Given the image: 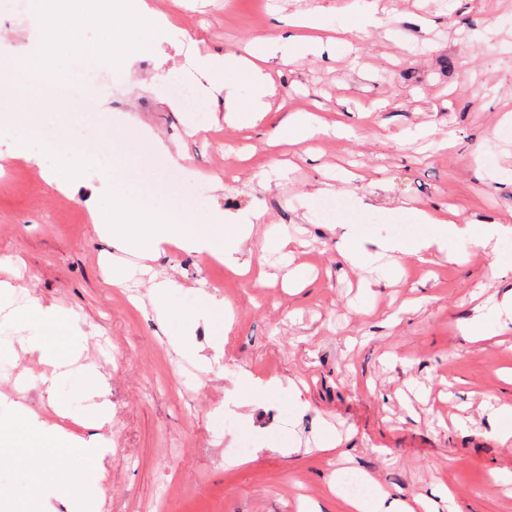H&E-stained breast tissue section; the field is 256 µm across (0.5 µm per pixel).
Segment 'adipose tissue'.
<instances>
[{"label": "adipose tissue", "mask_w": 512, "mask_h": 512, "mask_svg": "<svg viewBox=\"0 0 512 512\" xmlns=\"http://www.w3.org/2000/svg\"><path fill=\"white\" fill-rule=\"evenodd\" d=\"M322 16L323 10L319 7L284 15V23L300 29V36L292 39L281 35L262 36L265 54L259 60H250L234 52L208 54L200 58L187 54L180 67L168 69L167 74L172 77L182 69L198 71L207 83L205 93L208 100L223 99L226 123L256 124L271 110L269 98L274 93V86L267 71L268 65L284 56L290 48L302 56L322 55L320 40L309 36L310 31L321 29ZM241 83L251 88V96L245 101L240 100L236 93V87ZM341 128L339 122L294 112L279 126L278 133L290 143L300 144L329 130L338 131ZM418 221L428 228L427 235L414 247L418 255L432 243L451 236L474 234L471 227L459 226L446 212L438 209L419 212ZM477 237L479 245L484 247L491 242L494 233L489 230ZM20 291V286L6 281L0 283V311L7 312L19 334L17 341H0V361L11 358L13 345L17 342L24 349L39 353L41 359L52 368L50 374L40 379L44 392L53 396L67 387L75 397L87 400L83 422L85 427L91 428L92 433L80 436L62 425V418L69 415L66 409H59V422L50 423L25 406L21 399L1 397L0 463L11 460L12 449H27L28 467L37 481L36 495L27 500H18L13 505V512H46L53 500L66 502L69 512H97L98 463L112 452L111 442L99 434L100 428L112 422L106 380L94 365L83 362L82 354L88 334L72 312L44 303L34 295L28 296L24 304H16L15 297ZM223 315V302L212 297L204 300L199 309L186 316L180 336L175 340L176 346L195 358L202 369H209L211 360L201 355L189 337L199 320L212 321ZM64 448L79 449L88 461L87 467L74 474L55 469L53 458Z\"/></svg>", "instance_id": "1"}]
</instances>
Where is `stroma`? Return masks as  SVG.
I'll return each instance as SVG.
<instances>
[{
	"mask_svg": "<svg viewBox=\"0 0 512 512\" xmlns=\"http://www.w3.org/2000/svg\"><path fill=\"white\" fill-rule=\"evenodd\" d=\"M177 16L200 54L262 53L281 12L324 7L327 58L285 56L272 66L276 99L291 112L322 113L351 127L308 148L271 146L282 113L256 126L218 123L187 135L180 99L160 97L151 79L177 39L130 62L128 78L105 64L72 63L73 104H107L121 130L148 125L164 144L156 159L167 182L201 205L220 177V209H266L277 236L255 225L250 246L265 284L239 277L210 256L169 246L148 265L181 283L165 312L139 309L148 275L109 283L105 248L91 223L88 191H50L37 168L10 158L0 135V281L17 279L43 302L85 321V362L105 375L112 442L102 461L103 512H347L331 489L336 474L359 473L373 488L423 497L434 512H512V442L497 435L494 408L512 405V321L490 320L482 340L464 325L485 302L512 294V233L488 247L449 238L425 261L410 250L425 230L419 211L453 210L457 224L512 223V0H383V26L352 28L356 0H150ZM28 0H0V49L30 32ZM290 162L276 179L270 157ZM360 174L341 196L369 224L317 216L304 202L325 175ZM404 209L392 213V201ZM293 241V261L277 243ZM391 254L397 269L350 264L344 247ZM222 299L233 321L210 371L184 368L172 339L186 311ZM38 355L0 362V393L51 419L82 405L69 390L42 392ZM256 385L244 391L241 373ZM233 427H225V419ZM338 435L337 450L318 442Z\"/></svg>",
	"mask_w": 512,
	"mask_h": 512,
	"instance_id": "35a3bbf8",
	"label": "stroma"
}]
</instances>
